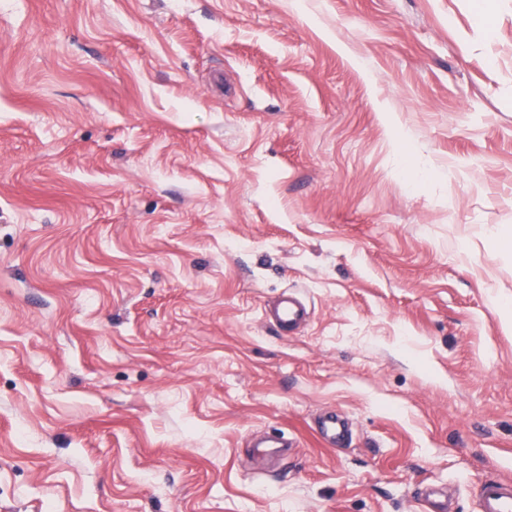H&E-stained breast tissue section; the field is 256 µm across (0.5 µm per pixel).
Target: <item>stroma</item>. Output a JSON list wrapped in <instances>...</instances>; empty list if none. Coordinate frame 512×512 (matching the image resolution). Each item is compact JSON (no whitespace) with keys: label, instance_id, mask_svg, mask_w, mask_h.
I'll return each instance as SVG.
<instances>
[{"label":"stroma","instance_id":"stroma-1","mask_svg":"<svg viewBox=\"0 0 512 512\" xmlns=\"http://www.w3.org/2000/svg\"><path fill=\"white\" fill-rule=\"evenodd\" d=\"M490 478L512 0H0V512H477ZM265 318L279 334H290L307 325L310 309L299 293L285 291L276 301L265 306ZM317 426L321 435L334 445L343 443L347 438L348 426L336 413L328 412L320 416Z\"/></svg>","mask_w":512,"mask_h":512}]
</instances>
